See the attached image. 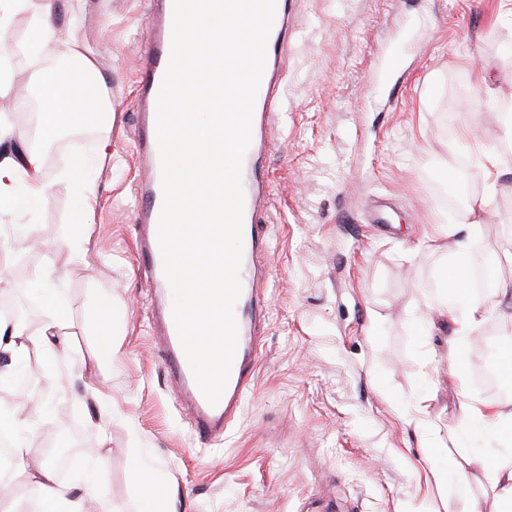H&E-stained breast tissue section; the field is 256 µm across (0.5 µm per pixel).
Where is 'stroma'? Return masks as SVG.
Here are the masks:
<instances>
[{
  "label": "stroma",
  "instance_id": "obj_1",
  "mask_svg": "<svg viewBox=\"0 0 512 512\" xmlns=\"http://www.w3.org/2000/svg\"><path fill=\"white\" fill-rule=\"evenodd\" d=\"M151 0H68L60 20L77 14L74 36L89 46L107 79L110 133L76 142L71 129L46 138L51 184L33 215L0 214L26 224L30 240L0 264V297L40 268L63 267L69 349L50 360L22 359L37 387L0 383V408L31 415L13 430L26 453L12 469L50 462L44 441L60 426L83 427L87 446L58 476L73 493L94 472L99 512H149L145 482L159 483L174 512H443L461 490L447 449L421 447L399 416L433 394L425 421L453 424L461 394L483 398L448 374V330L429 315L448 263L443 242L425 244L435 224H463L445 188L465 179L478 200L485 173L457 134L470 124L482 144L512 149V124L485 104L479 57L497 61L502 103L512 102V20L496 0H290L291 30L280 111L262 160L273 189L264 216L266 316L255 385L224 434L202 441L154 344L163 294L137 262L135 108L151 38ZM11 98L39 102L43 68L14 66ZM112 158L98 185L88 241L76 243L71 217L80 199L60 173L92 158L102 139ZM468 259L502 262L512 251V173L504 175ZM388 199L384 224H369L372 200ZM105 311L111 340L91 320ZM114 415L107 433L101 405ZM436 467L439 485L426 483Z\"/></svg>",
  "mask_w": 512,
  "mask_h": 512
}]
</instances>
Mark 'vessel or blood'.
<instances>
[{
    "label": "vessel or blood",
    "instance_id": "vessel-or-blood-1",
    "mask_svg": "<svg viewBox=\"0 0 512 512\" xmlns=\"http://www.w3.org/2000/svg\"><path fill=\"white\" fill-rule=\"evenodd\" d=\"M148 23L153 31V41L139 100L144 138L138 185L142 200L138 210V247L141 262L150 278L156 286L165 290L169 284L164 275L157 236L163 194L156 118L158 93L171 50L173 0H157L155 9L148 17ZM289 29L288 2L276 0L274 22L267 42L265 68L254 104L251 143L242 163L244 210L241 294L234 307L238 324L237 348L226 388L217 404H210L196 384L171 311L162 313L158 344L164 364L178 381L179 399L189 403L199 435L206 438L223 434L234 423L247 393L253 388L257 326L263 311L256 288L257 260L265 240L264 202L271 194L269 182L260 173L257 160L271 144L268 131L278 115Z\"/></svg>",
    "mask_w": 512,
    "mask_h": 512
}]
</instances>
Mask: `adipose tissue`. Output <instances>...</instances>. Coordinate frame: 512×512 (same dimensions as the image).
Returning a JSON list of instances; mask_svg holds the SVG:
<instances>
[{
	"label": "adipose tissue",
	"instance_id": "ef3b65f1",
	"mask_svg": "<svg viewBox=\"0 0 512 512\" xmlns=\"http://www.w3.org/2000/svg\"><path fill=\"white\" fill-rule=\"evenodd\" d=\"M55 0H34L31 9L32 29L26 52L34 59L49 52H61L67 59L70 72L88 77L92 81L91 93H81L54 71H46L42 77L40 97L45 107L43 125L46 132H53L61 117H68L76 128L96 127L103 130L112 127V111L106 96V79L97 67L93 52L80 45L67 29L54 20ZM24 134L18 132L5 114H0V212L4 214H31L47 203L50 184L43 174V161L39 154L24 144ZM109 151L100 147L95 161H72L63 171V178L79 190L81 205L73 224L79 237H87L91 217L98 205L96 176L102 170ZM485 171V194L482 201L467 210V221L472 226L482 224L488 209L497 196L499 181L505 172L503 154L498 150L481 154ZM458 229L450 224L437 225L436 237L453 239L451 264L444 271L447 292L439 300L438 309L448 320V365L456 376L464 374L462 346L465 340L480 331L484 317L477 309L466 306L462 293L466 278L462 268L468 255V241L458 238ZM63 277L61 268L47 266L40 269L35 278L40 287L46 288L49 300L55 305L42 329L35 334L26 333L16 324L0 321V352L10 359L27 356L38 351L53 356L64 350L67 340L61 332L65 320L62 307L57 304L56 282ZM479 424L490 441L496 442L512 433V399L481 400L464 399L459 407L458 423L449 427V437H456L461 428ZM459 480L463 486H483L495 493V512H512V458L498 454L486 461H479L466 453H459L456 461ZM29 483L38 494L42 512H52L61 500H69L70 512H83L82 498H70L67 488L56 484L52 465L29 475Z\"/></svg>",
	"mask_w": 512,
	"mask_h": 512
}]
</instances>
